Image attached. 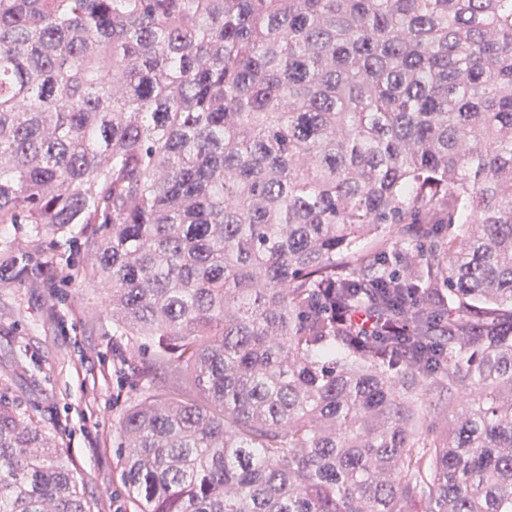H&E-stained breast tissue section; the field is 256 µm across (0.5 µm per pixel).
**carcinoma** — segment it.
I'll use <instances>...</instances> for the list:
<instances>
[{
    "mask_svg": "<svg viewBox=\"0 0 512 512\" xmlns=\"http://www.w3.org/2000/svg\"><path fill=\"white\" fill-rule=\"evenodd\" d=\"M0 224L100 225L186 388L121 415L136 512H512V0H0ZM0 512H92L2 394Z\"/></svg>",
    "mask_w": 512,
    "mask_h": 512,
    "instance_id": "cac0c4a2",
    "label": "carcinoma"
}]
</instances>
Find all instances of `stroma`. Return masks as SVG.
<instances>
[{
    "mask_svg": "<svg viewBox=\"0 0 512 512\" xmlns=\"http://www.w3.org/2000/svg\"><path fill=\"white\" fill-rule=\"evenodd\" d=\"M95 260L81 228L0 226V389L67 449L93 512H134L120 481L119 418L144 384L173 380L122 359L105 292L88 279ZM26 261L36 270L28 279L18 274Z\"/></svg>",
    "mask_w": 512,
    "mask_h": 512,
    "instance_id": "obj_1",
    "label": "stroma"
}]
</instances>
